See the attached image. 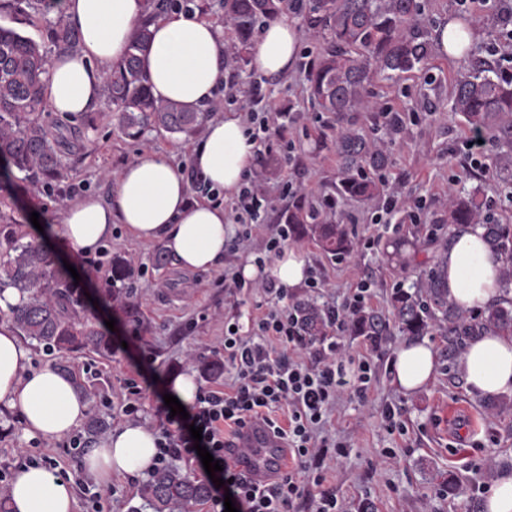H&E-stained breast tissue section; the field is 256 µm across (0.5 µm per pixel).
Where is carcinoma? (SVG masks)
<instances>
[{"label": "carcinoma", "mask_w": 512, "mask_h": 512, "mask_svg": "<svg viewBox=\"0 0 512 512\" xmlns=\"http://www.w3.org/2000/svg\"><path fill=\"white\" fill-rule=\"evenodd\" d=\"M44 0H5L0 9L18 14H41ZM171 0H144L145 18L130 45L125 61L105 78L107 104L116 112L122 132L140 138L151 131L190 136L200 125L201 113L188 112L175 102L156 100L140 69V55L147 49L150 23L168 9ZM224 23L235 34L226 51L225 67L240 69L248 63L246 51L256 24L279 17L285 0H219ZM300 10L314 33L331 48L310 70L314 100L323 112L342 117L349 112H368L367 88L374 75L388 78L413 71L428 55V43L417 27L420 0H302ZM50 43L71 48L78 33L58 21L48 30ZM50 57L47 49L14 28L0 26V176L17 170L30 179L60 175V147L70 130L62 123L46 124L42 117L44 74ZM484 67L457 79L452 111L461 113L477 133L488 132L512 150V86L491 76ZM346 172L338 193L360 201H372L381 192L368 170L387 163L385 150L365 138L355 127L342 129L336 139ZM448 236L457 227L479 226L492 251L502 258L503 297L479 312L462 311L449 299L438 270L419 277L408 291L396 289L392 306L395 323L406 336L436 333L442 354L454 371L469 343L488 333L512 334V224H494L482 215L474 196L453 195L446 204ZM294 239L314 238L328 254L345 256L355 243L343 224H335L320 212L297 200L280 215ZM14 288L27 301L12 310L18 334L66 353L90 349L101 354L112 348V339L84 314L78 288L53 266L48 252L37 243L28 225L0 212V290ZM304 328L321 336L326 318L312 300L300 303ZM354 336L379 342L389 333V323L369 310L351 322ZM206 484L169 467L152 476L142 496L155 512H189L208 497Z\"/></svg>", "instance_id": "1"}]
</instances>
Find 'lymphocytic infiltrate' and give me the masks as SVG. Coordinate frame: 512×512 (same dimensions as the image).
<instances>
[{"label": "lymphocytic infiltrate", "instance_id": "1", "mask_svg": "<svg viewBox=\"0 0 512 512\" xmlns=\"http://www.w3.org/2000/svg\"><path fill=\"white\" fill-rule=\"evenodd\" d=\"M263 199L256 181L248 180L233 206L238 229L228 243L232 251L248 252L262 222ZM229 281L235 291L259 293L264 308L247 333H224V359L234 371L230 383L199 388L185 420L157 405L153 467L194 460L202 445L219 461L220 478L229 482L227 491L210 496L211 512H224L228 496L238 512H344L335 492L324 486L323 465L328 454L346 453L345 441L328 428L336 403L365 400L372 385L371 353L351 354L345 341L351 319L368 308L370 283L359 278L341 302L328 303L325 335L309 336L286 288L268 278L248 282L235 273ZM256 420L283 439L293 461L267 484L248 480L225 454L237 434ZM193 425L202 429L201 442L191 437Z\"/></svg>", "mask_w": 512, "mask_h": 512}]
</instances>
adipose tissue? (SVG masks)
I'll return each mask as SVG.
<instances>
[{"label": "adipose tissue", "mask_w": 512, "mask_h": 512, "mask_svg": "<svg viewBox=\"0 0 512 512\" xmlns=\"http://www.w3.org/2000/svg\"><path fill=\"white\" fill-rule=\"evenodd\" d=\"M63 22L80 40L52 58L45 80L44 104L49 112L79 117L105 103L104 79L119 64L144 16V0H62ZM152 40L143 56V72L153 97L201 112L224 80L227 50L223 29L199 15L172 10L150 26ZM301 30L281 15L261 32L252 64L269 77L291 71L298 58ZM256 143L236 113L206 118L189 163L211 189L232 197L254 167ZM124 225L140 241H158L186 271L223 265L233 232L222 204L196 200L181 169L167 156L143 151L114 178L109 200L85 196L69 204L50 230L53 249L85 256L95 254ZM500 261L483 238L481 228L458 232L442 255L448 297L460 309L481 308L503 293ZM248 280L265 276L288 289L308 275L301 252L286 249L266 266L244 264ZM24 300L14 289L0 290V406L18 411L29 436L58 440L85 420L89 406L71 380L51 365L32 367L29 347L17 336L8 315ZM433 345L425 339L404 340L395 351L393 384L410 396L429 385L437 373ZM459 370L469 391L483 399L512 392V336L487 334L472 341ZM154 432L128 423L117 427L83 459V470L98 483L113 474L138 475L150 469L156 455ZM73 481L27 466L12 481V512H74Z\"/></svg>", "instance_id": "adipose-tissue-1"}]
</instances>
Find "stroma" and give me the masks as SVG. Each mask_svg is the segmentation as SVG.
Segmentation results:
<instances>
[{
    "instance_id": "1",
    "label": "stroma",
    "mask_w": 512,
    "mask_h": 512,
    "mask_svg": "<svg viewBox=\"0 0 512 512\" xmlns=\"http://www.w3.org/2000/svg\"><path fill=\"white\" fill-rule=\"evenodd\" d=\"M420 3L419 30L431 50L419 71L395 82L374 78L370 95L376 111L351 112L341 120L319 111L310 96L307 76L326 45L308 33L301 39L295 68L286 76L268 78L250 65L226 76L227 88L218 97L222 111L246 112L257 86L277 111L295 118L284 135H269L268 161L254 170L266 202L264 222L253 236L250 256H264L266 235L292 202L289 187L293 184L304 186L307 204L333 222L346 225L355 238H378L373 249L358 247L342 258L324 253L313 239L293 241V248L305 255L310 271L321 274L329 284L327 291L317 295L299 286L293 291L296 300L313 297L323 303L332 295L343 297L358 276L366 275L372 283L371 309L391 316L394 290L410 288L435 264L442 250L440 238L448 230L439 219L449 192H476L490 220L512 222V152L488 136L482 156L472 158L468 146L472 130L464 117L451 109L456 79L477 65H490L500 80L512 82V56L496 52L503 25L512 12V0H475L468 12L462 10L459 0ZM452 17L473 26L477 33L466 58L459 61L441 56L433 48L437 27ZM386 112L404 115L400 134L386 135L382 127ZM94 117L91 129L84 120L71 122L70 143L61 152L62 177L34 184L24 174L12 173L8 183L0 185V211L26 224L34 213L55 219L63 209L62 197L74 186L83 196L109 197L112 175L143 150L164 154L180 165L184 174H191L188 158L197 137L184 141L153 131L133 140L121 133L109 108L95 110ZM346 123L384 143L389 162L373 173L382 188L374 201L347 199L336 191L344 173L336 138ZM394 188L400 190L403 203L392 208L388 199ZM391 242L409 248L414 259L394 264L385 252ZM131 253L136 262L128 267L124 260ZM95 257L107 268L113 260H122L116 285L126 293V307L109 303L105 277L90 273L86 257L69 253L65 259L81 277V293L89 297L84 304L86 315L100 326L108 320L115 323L111 353L103 357L87 351L71 356L34 343L30 346L31 365L53 364L66 376L93 388L89 414L104 419L111 430L119 425L112 417V403L125 379L151 378L141 423L157 429L154 411L164 381L189 374L197 385H209L200 365L223 358L219 341L225 322L238 323L245 330L256 316L259 294L233 297L224 286L225 270H238L247 257L229 252L221 268L188 272L174 257L166 256L161 243L133 240L118 224L113 225L111 240ZM401 340L394 330L377 345L375 378L367 401L343 400L333 410L331 427L350 448L344 457L327 461L326 485L344 499L346 512H358L363 505L369 512H470L473 503L484 502L491 486L483 471L485 462L503 464L505 471L512 472V417L489 415L483 399L471 395L466 384L450 380L444 360L428 387L412 396L399 393L392 384V362ZM390 403L402 406L405 433L385 429L381 411ZM70 443L67 437L30 438L18 413L0 414V492H10L16 471L48 456L55 461L57 472L73 477L75 512H85L82 488L93 479L83 472L84 451L71 448ZM386 448L395 455L388 466L381 462ZM450 473L460 480V493L451 500L439 493L440 481ZM147 481L144 475L113 474L111 482L99 489L104 512H154L141 496Z\"/></svg>"
}]
</instances>
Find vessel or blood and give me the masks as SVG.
<instances>
[{"mask_svg": "<svg viewBox=\"0 0 512 512\" xmlns=\"http://www.w3.org/2000/svg\"><path fill=\"white\" fill-rule=\"evenodd\" d=\"M233 453L240 469L252 482H268L288 463V450L264 425L245 429L234 441Z\"/></svg>", "mask_w": 512, "mask_h": 512, "instance_id": "vessel-or-blood-1", "label": "vessel or blood"}]
</instances>
